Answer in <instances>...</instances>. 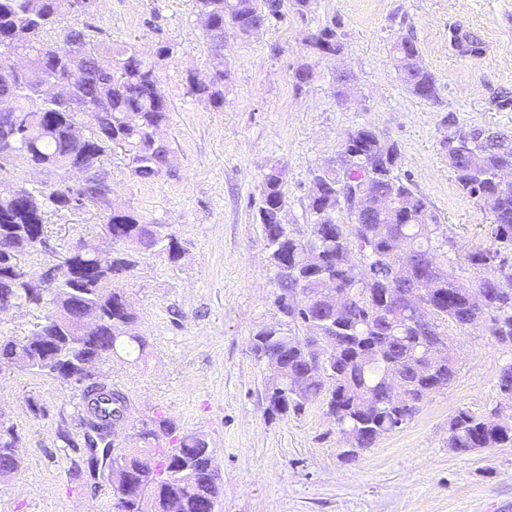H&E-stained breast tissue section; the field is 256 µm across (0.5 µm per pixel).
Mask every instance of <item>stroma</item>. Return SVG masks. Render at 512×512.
I'll use <instances>...</instances> for the list:
<instances>
[{
	"mask_svg": "<svg viewBox=\"0 0 512 512\" xmlns=\"http://www.w3.org/2000/svg\"><path fill=\"white\" fill-rule=\"evenodd\" d=\"M332 23L342 54L320 60L315 79L296 84L295 69L309 60L305 38ZM454 24L481 38V59L453 50ZM59 25L147 55L172 49L160 63L170 117L158 131L171 170L139 180L119 149L105 162L116 202L147 223L170 225L181 245L175 261L137 255L119 282L136 332L150 343L140 361L114 357L103 366L107 383L131 401L126 447H140V421L156 409L178 433L201 436L219 475L215 512H512V447L467 455L448 447L450 418L460 409L488 414L501 399L497 374L512 363L481 328H449L454 382L353 463L344 462L345 442L319 404L298 416L268 413L270 369L249 349L278 317L276 272L256 222L264 176L270 165L281 170L284 220L304 232L313 174L355 128L372 126L398 145L397 173L446 228L451 260L489 245L488 215L458 189L442 142L452 117L512 136V111L490 103L498 88H512V0H313L302 14L283 6L252 37L225 32L228 77L218 108L187 92L188 77L212 72L194 0H95ZM400 36L413 37L434 75L435 100L402 85L390 53ZM342 74L351 79L345 103L336 97ZM102 223L92 207L51 216L49 243L106 247ZM84 414L73 386L15 368L0 374V419L13 425L21 457L19 470L0 478V512H109L103 480L73 479L76 455L58 438L63 426L81 438Z\"/></svg>",
	"mask_w": 512,
	"mask_h": 512,
	"instance_id": "1",
	"label": "stroma"
}]
</instances>
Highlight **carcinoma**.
I'll use <instances>...</instances> for the list:
<instances>
[{"mask_svg":"<svg viewBox=\"0 0 512 512\" xmlns=\"http://www.w3.org/2000/svg\"><path fill=\"white\" fill-rule=\"evenodd\" d=\"M75 0H0V309L17 306L51 310L30 334L0 337V365L68 381L84 400L93 402L83 418L85 458L90 475L100 460L113 469L112 420L126 412L130 400L99 381L100 365L125 353L142 358L146 337L132 331L136 315L114 283L133 267L135 253L163 252L179 257V243L167 224H149L115 203L112 180L102 160L114 148L133 154V175L152 180L171 169L168 146L156 138L170 107L161 87L158 60L170 55L160 45L156 58L135 46L96 40L85 28L70 26L61 39L44 33L60 17L74 13ZM282 0H195L198 22L213 59L209 82L188 79L189 93L219 107L224 103V31L259 30ZM311 56L342 48L336 26L325 25L305 39ZM465 58L483 50L470 30L454 45ZM24 59L22 77L13 75V57ZM399 78L415 97L430 100L437 89L422 64L416 44L407 37L392 45ZM49 77L75 78L84 109L44 98L37 88ZM387 139L361 126L347 133L341 151L314 173L317 190L308 196L310 224L302 237L280 222L286 207L281 172L266 174L257 210L276 270L275 303L282 319L266 325L250 340L257 360L278 357L280 370L265 384L267 410L273 416L299 415L318 403L342 434L366 451L377 438L395 432L420 413L428 397L457 375L453 356L431 358L435 345L448 340V325L461 331L478 325L504 349L512 351V185L498 188L497 175L512 170V137L487 129L448 151V165L462 194L476 200L490 216L491 245L469 253L466 281L448 259V235L424 197L389 169L377 171ZM83 162L98 171L77 193L68 184L70 167ZM52 168L59 180L30 186L14 175L23 168ZM367 183V190L390 199L384 209L348 214L336 188ZM104 215L112 236L108 255L73 253L71 266L46 281L43 292L30 288L34 278L25 258L46 251L48 215L72 211V201ZM348 292L349 303L336 318L330 298ZM99 310L107 326L77 339L82 311ZM427 310L428 322L416 313ZM304 334H299V330ZM503 401L489 415L460 409L448 423V448L467 454L512 447V363L498 374ZM174 423L155 411L141 420L143 446L120 457L129 470L128 512H215L219 485L211 479L204 454L206 441L188 434L175 447L167 440ZM18 436L0 421V476L18 470Z\"/></svg>","mask_w":512,"mask_h":512,"instance_id":"cac0c4a2","label":"carcinoma"}]
</instances>
